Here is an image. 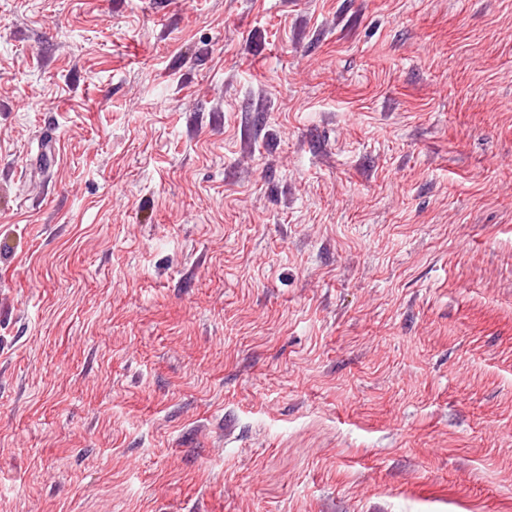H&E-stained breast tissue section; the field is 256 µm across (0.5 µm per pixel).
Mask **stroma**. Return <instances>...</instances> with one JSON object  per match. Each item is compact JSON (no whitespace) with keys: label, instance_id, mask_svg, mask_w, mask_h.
I'll list each match as a JSON object with an SVG mask.
<instances>
[{"label":"stroma","instance_id":"stroma-1","mask_svg":"<svg viewBox=\"0 0 512 512\" xmlns=\"http://www.w3.org/2000/svg\"><path fill=\"white\" fill-rule=\"evenodd\" d=\"M0 0V512H512V0Z\"/></svg>","mask_w":512,"mask_h":512}]
</instances>
